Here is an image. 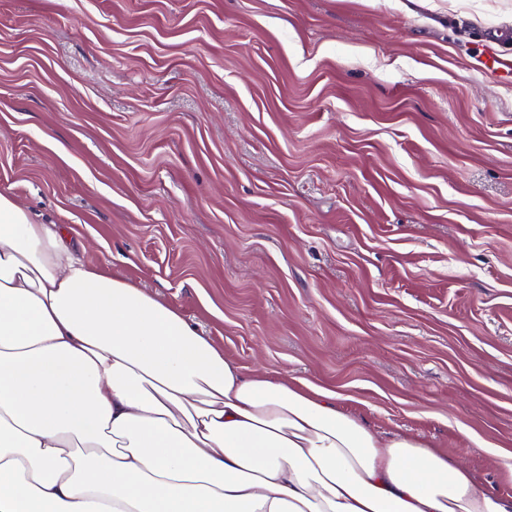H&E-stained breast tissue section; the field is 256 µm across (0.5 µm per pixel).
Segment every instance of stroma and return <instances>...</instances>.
Returning <instances> with one entry per match:
<instances>
[{"instance_id": "stroma-1", "label": "stroma", "mask_w": 512, "mask_h": 512, "mask_svg": "<svg viewBox=\"0 0 512 512\" xmlns=\"http://www.w3.org/2000/svg\"><path fill=\"white\" fill-rule=\"evenodd\" d=\"M512 0H0V192L245 373L512 496ZM479 66L487 73L500 74L512 78V64L493 49L486 47L477 55Z\"/></svg>"}]
</instances>
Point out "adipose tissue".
Here are the masks:
<instances>
[{
  "instance_id": "1",
  "label": "adipose tissue",
  "mask_w": 512,
  "mask_h": 512,
  "mask_svg": "<svg viewBox=\"0 0 512 512\" xmlns=\"http://www.w3.org/2000/svg\"><path fill=\"white\" fill-rule=\"evenodd\" d=\"M85 252L0 193V512H512Z\"/></svg>"
}]
</instances>
